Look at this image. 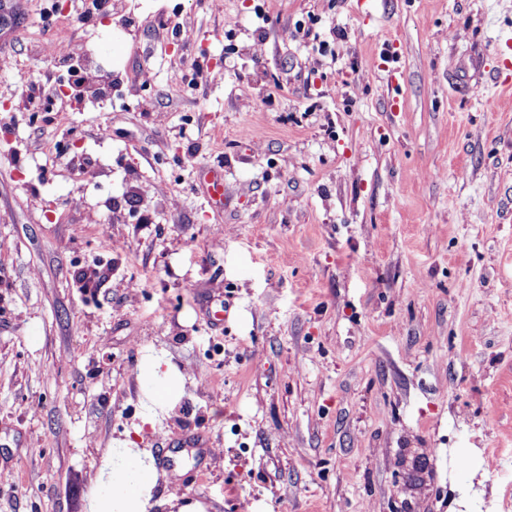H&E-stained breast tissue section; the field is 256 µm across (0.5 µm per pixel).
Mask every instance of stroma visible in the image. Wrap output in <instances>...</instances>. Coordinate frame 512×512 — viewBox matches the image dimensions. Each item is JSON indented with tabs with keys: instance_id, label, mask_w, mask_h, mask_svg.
<instances>
[{
	"instance_id": "stroma-1",
	"label": "stroma",
	"mask_w": 512,
	"mask_h": 512,
	"mask_svg": "<svg viewBox=\"0 0 512 512\" xmlns=\"http://www.w3.org/2000/svg\"><path fill=\"white\" fill-rule=\"evenodd\" d=\"M51 2L0 26V512H85L125 440L180 470L152 512H512V0H120L46 31ZM47 40L129 102L79 111ZM199 56L224 77L184 95ZM137 379L141 389L159 405L173 404L185 392V375L159 356H150L141 363Z\"/></svg>"
}]
</instances>
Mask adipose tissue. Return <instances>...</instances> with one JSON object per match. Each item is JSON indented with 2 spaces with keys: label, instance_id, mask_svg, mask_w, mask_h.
I'll list each match as a JSON object with an SVG mask.
<instances>
[{
  "label": "adipose tissue",
  "instance_id": "adipose-tissue-1",
  "mask_svg": "<svg viewBox=\"0 0 512 512\" xmlns=\"http://www.w3.org/2000/svg\"><path fill=\"white\" fill-rule=\"evenodd\" d=\"M137 379L141 389L159 405L175 403L185 392L184 374L159 356L141 363ZM156 480L150 452L122 442L103 458L88 512H150Z\"/></svg>",
  "mask_w": 512,
  "mask_h": 512
}]
</instances>
